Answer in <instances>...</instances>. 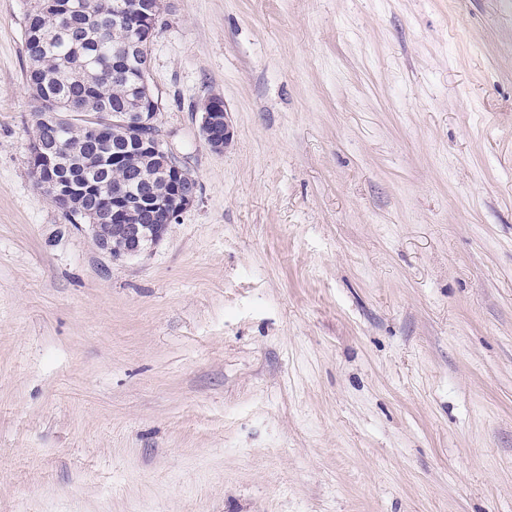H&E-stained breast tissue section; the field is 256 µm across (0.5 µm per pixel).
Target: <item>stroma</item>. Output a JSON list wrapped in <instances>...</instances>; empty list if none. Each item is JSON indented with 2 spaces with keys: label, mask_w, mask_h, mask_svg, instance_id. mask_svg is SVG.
<instances>
[{
  "label": "stroma",
  "mask_w": 512,
  "mask_h": 512,
  "mask_svg": "<svg viewBox=\"0 0 512 512\" xmlns=\"http://www.w3.org/2000/svg\"><path fill=\"white\" fill-rule=\"evenodd\" d=\"M31 3L0 0V512H512V0H164L198 197L121 259L30 172ZM200 130L205 144L214 152L224 151L232 142L233 129L221 97L210 96L198 108Z\"/></svg>",
  "instance_id": "1"
}]
</instances>
